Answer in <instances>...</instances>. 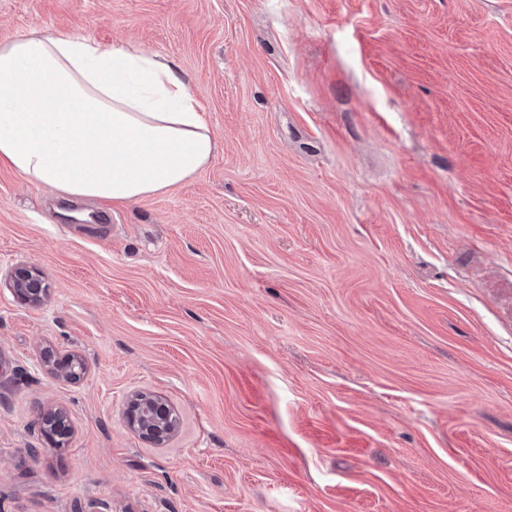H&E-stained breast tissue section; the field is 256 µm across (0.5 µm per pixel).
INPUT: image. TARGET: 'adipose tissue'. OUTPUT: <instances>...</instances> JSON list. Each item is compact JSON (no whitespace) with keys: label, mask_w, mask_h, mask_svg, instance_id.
Masks as SVG:
<instances>
[{"label":"adipose tissue","mask_w":512,"mask_h":512,"mask_svg":"<svg viewBox=\"0 0 512 512\" xmlns=\"http://www.w3.org/2000/svg\"><path fill=\"white\" fill-rule=\"evenodd\" d=\"M217 149L167 58L37 31L0 44V164L64 198L135 202L186 183Z\"/></svg>","instance_id":"adipose-tissue-1"}]
</instances>
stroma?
Segmentation results:
<instances>
[{
    "label": "stroma",
    "mask_w": 512,
    "mask_h": 512,
    "mask_svg": "<svg viewBox=\"0 0 512 512\" xmlns=\"http://www.w3.org/2000/svg\"><path fill=\"white\" fill-rule=\"evenodd\" d=\"M35 29L173 60L218 151L92 223L0 166V512H512V0H0ZM10 289L14 297L29 306H39L47 297V288L40 272L33 266L17 268L12 276ZM43 366L52 374L62 377L65 379H69L71 381H76L81 378V376L86 371V365L82 358L75 355H67L63 357H56L55 355L51 353H46L42 360ZM79 365L80 371L76 372L72 376H70L71 373V367L73 365ZM125 422L144 441L156 447L167 442L178 428L174 410L147 393L131 395L125 410Z\"/></svg>",
    "instance_id": "obj_1"
}]
</instances>
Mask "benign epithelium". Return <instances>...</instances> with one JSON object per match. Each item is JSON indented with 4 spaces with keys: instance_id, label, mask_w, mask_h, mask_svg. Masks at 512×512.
Here are the masks:
<instances>
[{
    "instance_id": "1",
    "label": "benign epithelium",
    "mask_w": 512,
    "mask_h": 512,
    "mask_svg": "<svg viewBox=\"0 0 512 512\" xmlns=\"http://www.w3.org/2000/svg\"><path fill=\"white\" fill-rule=\"evenodd\" d=\"M11 292L14 297L29 306H39L47 297V288L40 272L33 266L20 267L14 271ZM42 363L50 373L71 381L80 379L86 371L82 358L75 355L57 357L48 353ZM75 364L80 366V371L73 374L71 367ZM125 422L144 441L156 447L167 442L178 428V418L174 410L147 393H136L128 399Z\"/></svg>"
}]
</instances>
